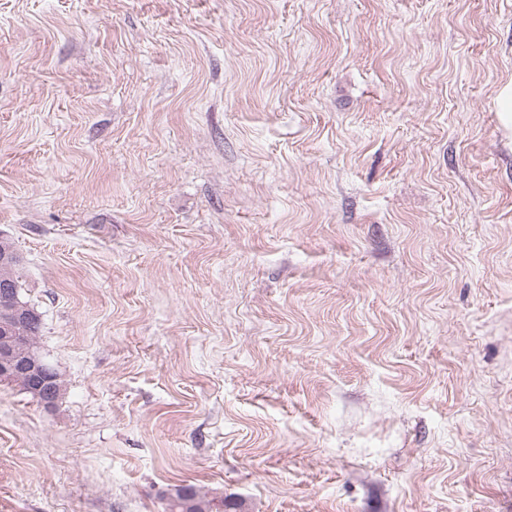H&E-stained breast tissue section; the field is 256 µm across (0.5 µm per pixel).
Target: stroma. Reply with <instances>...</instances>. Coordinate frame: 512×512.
I'll use <instances>...</instances> for the list:
<instances>
[{
    "label": "stroma",
    "mask_w": 512,
    "mask_h": 512,
    "mask_svg": "<svg viewBox=\"0 0 512 512\" xmlns=\"http://www.w3.org/2000/svg\"><path fill=\"white\" fill-rule=\"evenodd\" d=\"M512 0H0V235L65 393L0 512H512ZM179 487V486H176ZM175 487V488H176ZM166 512H223L224 503L208 499L193 485L182 486L165 497Z\"/></svg>",
    "instance_id": "obj_1"
}]
</instances>
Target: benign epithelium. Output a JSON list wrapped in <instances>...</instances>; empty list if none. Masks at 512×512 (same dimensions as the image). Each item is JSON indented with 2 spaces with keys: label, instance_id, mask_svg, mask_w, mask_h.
Returning a JSON list of instances; mask_svg holds the SVG:
<instances>
[{
  "label": "benign epithelium",
  "instance_id": "benign-epithelium-1",
  "mask_svg": "<svg viewBox=\"0 0 512 512\" xmlns=\"http://www.w3.org/2000/svg\"><path fill=\"white\" fill-rule=\"evenodd\" d=\"M33 312L29 304L21 301L13 289L12 279L0 278V326L9 330L23 327L32 321ZM48 366L42 355L26 336H4L0 338V383L24 381L40 403L51 409L58 402L54 388L45 387Z\"/></svg>",
  "mask_w": 512,
  "mask_h": 512
}]
</instances>
